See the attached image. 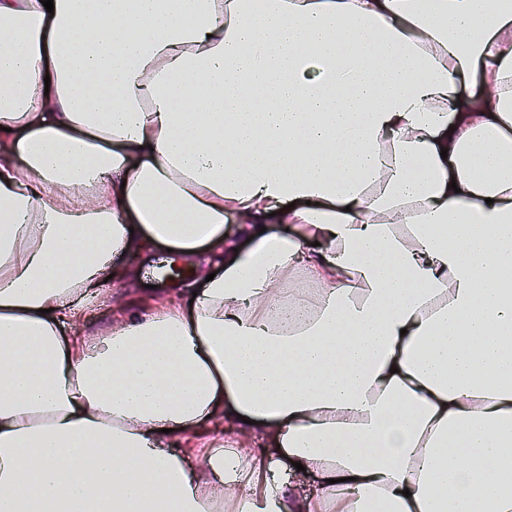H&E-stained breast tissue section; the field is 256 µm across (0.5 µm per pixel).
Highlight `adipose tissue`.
<instances>
[{"instance_id": "1", "label": "adipose tissue", "mask_w": 512, "mask_h": 512, "mask_svg": "<svg viewBox=\"0 0 512 512\" xmlns=\"http://www.w3.org/2000/svg\"><path fill=\"white\" fill-rule=\"evenodd\" d=\"M53 2L0 0V512H512V0ZM153 245L216 275L64 336Z\"/></svg>"}]
</instances>
